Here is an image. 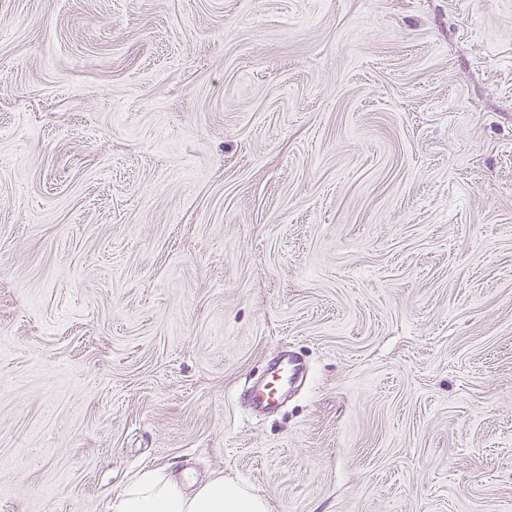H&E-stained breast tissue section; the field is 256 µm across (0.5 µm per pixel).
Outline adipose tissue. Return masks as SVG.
Listing matches in <instances>:
<instances>
[{
  "label": "adipose tissue",
  "mask_w": 512,
  "mask_h": 512,
  "mask_svg": "<svg viewBox=\"0 0 512 512\" xmlns=\"http://www.w3.org/2000/svg\"><path fill=\"white\" fill-rule=\"evenodd\" d=\"M114 512H269L250 486L215 477L187 488L170 472L143 469L117 494Z\"/></svg>",
  "instance_id": "adipose-tissue-1"
}]
</instances>
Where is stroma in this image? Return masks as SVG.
Wrapping results in <instances>:
<instances>
[{"instance_id": "stroma-1", "label": "stroma", "mask_w": 512, "mask_h": 512, "mask_svg": "<svg viewBox=\"0 0 512 512\" xmlns=\"http://www.w3.org/2000/svg\"><path fill=\"white\" fill-rule=\"evenodd\" d=\"M144 467L512 512V0H0V512ZM307 368L305 363L297 356H284L271 368L269 378L273 385L269 388L261 387L253 392L250 401L253 407L271 409L278 405L285 387L290 388L301 379Z\"/></svg>"}]
</instances>
